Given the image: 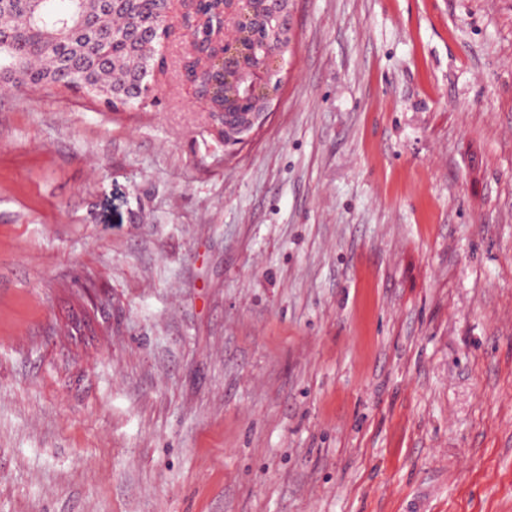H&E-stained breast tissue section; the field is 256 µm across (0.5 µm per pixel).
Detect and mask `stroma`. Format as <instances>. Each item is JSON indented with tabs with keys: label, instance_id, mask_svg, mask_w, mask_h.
I'll list each match as a JSON object with an SVG mask.
<instances>
[{
	"label": "stroma",
	"instance_id": "obj_1",
	"mask_svg": "<svg viewBox=\"0 0 512 512\" xmlns=\"http://www.w3.org/2000/svg\"><path fill=\"white\" fill-rule=\"evenodd\" d=\"M269 118L0 91V512H512V0H293Z\"/></svg>",
	"mask_w": 512,
	"mask_h": 512
}]
</instances>
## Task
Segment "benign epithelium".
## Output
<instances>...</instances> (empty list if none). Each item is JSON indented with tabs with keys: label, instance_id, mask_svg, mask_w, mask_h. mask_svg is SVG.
<instances>
[{
	"label": "benign epithelium",
	"instance_id": "1",
	"mask_svg": "<svg viewBox=\"0 0 512 512\" xmlns=\"http://www.w3.org/2000/svg\"><path fill=\"white\" fill-rule=\"evenodd\" d=\"M163 2L159 37L163 42L171 38L170 20L181 12L190 35L182 71L195 65L196 79L188 83L207 106L211 127L226 147L247 142L265 123L275 94L270 77L283 64L278 46L292 40L291 0H221L207 39L195 16L197 0Z\"/></svg>",
	"mask_w": 512,
	"mask_h": 512
}]
</instances>
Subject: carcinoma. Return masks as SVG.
Returning a JSON list of instances; mask_svg holds the SVG:
<instances>
[{
    "instance_id": "obj_1",
    "label": "carcinoma",
    "mask_w": 512,
    "mask_h": 512,
    "mask_svg": "<svg viewBox=\"0 0 512 512\" xmlns=\"http://www.w3.org/2000/svg\"><path fill=\"white\" fill-rule=\"evenodd\" d=\"M0 0V81L13 88L62 86L112 107L143 102L139 87L159 58L153 34L162 0Z\"/></svg>"
}]
</instances>
